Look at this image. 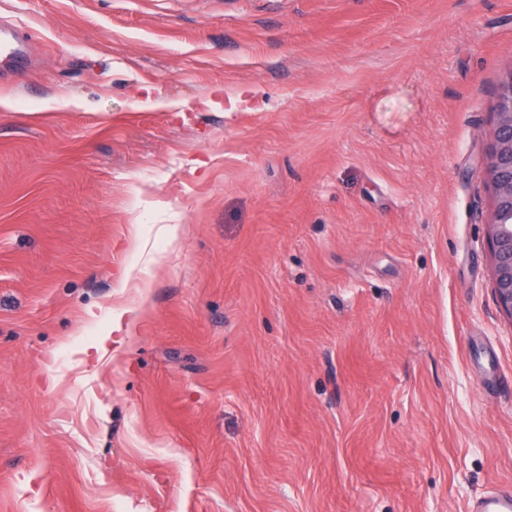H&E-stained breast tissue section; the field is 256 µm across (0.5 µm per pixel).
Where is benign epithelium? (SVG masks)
<instances>
[{
  "label": "benign epithelium",
  "mask_w": 512,
  "mask_h": 512,
  "mask_svg": "<svg viewBox=\"0 0 512 512\" xmlns=\"http://www.w3.org/2000/svg\"><path fill=\"white\" fill-rule=\"evenodd\" d=\"M485 170L493 201L488 223L492 288L502 310L512 317V73L498 89L496 124Z\"/></svg>",
  "instance_id": "1"
}]
</instances>
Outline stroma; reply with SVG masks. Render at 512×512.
Returning <instances> with one entry per match:
<instances>
[{
    "label": "stroma",
    "mask_w": 512,
    "mask_h": 512,
    "mask_svg": "<svg viewBox=\"0 0 512 512\" xmlns=\"http://www.w3.org/2000/svg\"><path fill=\"white\" fill-rule=\"evenodd\" d=\"M0 22L38 61L0 86V512L512 488L484 172L512 0H0ZM119 307L129 350L85 363Z\"/></svg>",
    "instance_id": "1"
}]
</instances>
